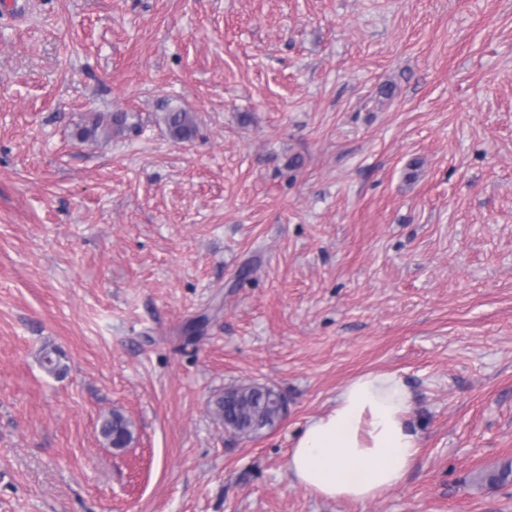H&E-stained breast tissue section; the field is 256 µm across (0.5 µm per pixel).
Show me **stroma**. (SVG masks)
Masks as SVG:
<instances>
[{
  "label": "stroma",
  "instance_id": "35a3bbf8",
  "mask_svg": "<svg viewBox=\"0 0 512 512\" xmlns=\"http://www.w3.org/2000/svg\"><path fill=\"white\" fill-rule=\"evenodd\" d=\"M97 112L140 126L82 139ZM371 371L412 394L414 468L366 503L292 484ZM247 383L287 404L253 439L210 413ZM510 461L512 0L0 14V512H512L482 479ZM164 121L174 138L187 140L192 138L196 132L191 112L185 109H169L165 113ZM131 422L121 413L112 414L103 419L100 433L113 448H123L132 440Z\"/></svg>",
  "mask_w": 512,
  "mask_h": 512
}]
</instances>
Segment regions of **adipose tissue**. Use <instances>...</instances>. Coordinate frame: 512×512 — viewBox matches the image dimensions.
I'll use <instances>...</instances> for the list:
<instances>
[{
	"mask_svg": "<svg viewBox=\"0 0 512 512\" xmlns=\"http://www.w3.org/2000/svg\"><path fill=\"white\" fill-rule=\"evenodd\" d=\"M410 403L397 373L353 378L329 412L306 423L289 453V477L322 497L362 503L399 486L420 448Z\"/></svg>",
	"mask_w": 512,
	"mask_h": 512,
	"instance_id": "ef3b65f1",
	"label": "adipose tissue"
}]
</instances>
